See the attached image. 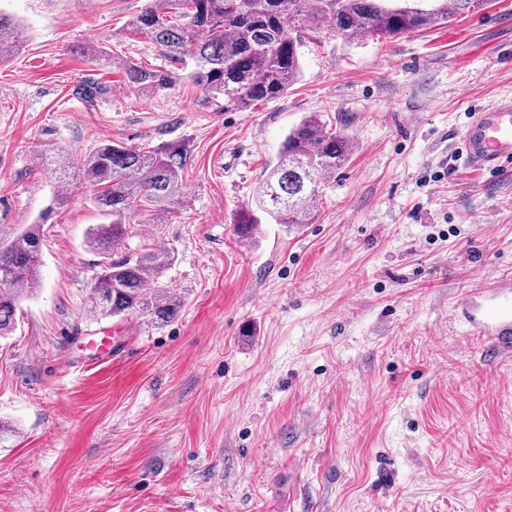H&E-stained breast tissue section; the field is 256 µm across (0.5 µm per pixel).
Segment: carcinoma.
<instances>
[{
    "instance_id": "obj_1",
    "label": "carcinoma",
    "mask_w": 512,
    "mask_h": 512,
    "mask_svg": "<svg viewBox=\"0 0 512 512\" xmlns=\"http://www.w3.org/2000/svg\"><path fill=\"white\" fill-rule=\"evenodd\" d=\"M484 0H434L429 8L401 0H152L130 31L148 38L168 66L148 70L117 60L98 43L79 52L102 69H118L132 91L166 89L189 78L224 108L247 110L288 93L300 72L305 35L331 24L336 34L396 37L452 21ZM25 33L0 13V61L22 46ZM351 152L348 136L317 114L284 138L277 162L264 174L257 207L278 224H303L319 205L324 179L341 170ZM85 184L109 224L90 229L88 246L102 258L91 286L95 316H139L160 324L174 318L180 301L161 281L172 255L161 245L111 258L132 234L129 219L141 212L163 218L180 203L187 154L181 147L144 150L103 143L80 158ZM41 225H26L0 245V336L15 324L21 297L40 287Z\"/></svg>"
}]
</instances>
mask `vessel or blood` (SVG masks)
Masks as SVG:
<instances>
[{
  "mask_svg": "<svg viewBox=\"0 0 512 512\" xmlns=\"http://www.w3.org/2000/svg\"><path fill=\"white\" fill-rule=\"evenodd\" d=\"M459 149L469 167L484 173L512 166V99L492 101L475 112L461 135ZM460 309L475 335L501 352H512L511 282L472 291Z\"/></svg>",
  "mask_w": 512,
  "mask_h": 512,
  "instance_id": "b4317fda",
  "label": "vessel or blood"
}]
</instances>
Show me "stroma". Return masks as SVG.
I'll list each match as a JSON object with an SVG mask.
<instances>
[{"mask_svg":"<svg viewBox=\"0 0 512 512\" xmlns=\"http://www.w3.org/2000/svg\"><path fill=\"white\" fill-rule=\"evenodd\" d=\"M146 4L0 0L27 32L0 62V241L48 218L42 284L0 338V512H512V354L457 311L512 279V168L456 155L512 97V0L398 38L318 30L288 93L246 111L189 82L134 94L71 53L164 66L129 30ZM312 113L348 135L345 168L308 223L237 236ZM106 141L188 155L180 206L114 250L173 253L164 324L90 314L109 218L51 164ZM104 330L122 349L98 361Z\"/></svg>","mask_w":512,"mask_h":512,"instance_id":"obj_1","label":"stroma"}]
</instances>
